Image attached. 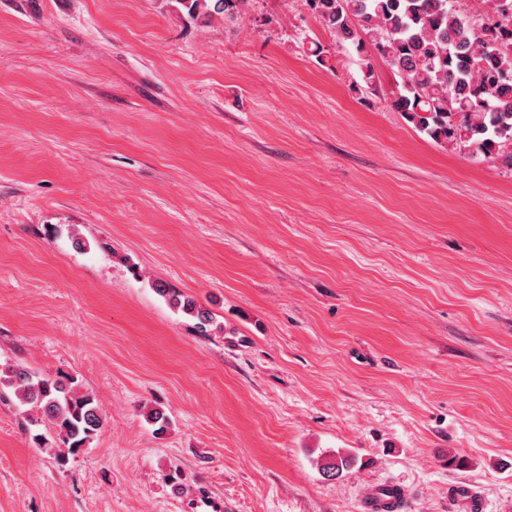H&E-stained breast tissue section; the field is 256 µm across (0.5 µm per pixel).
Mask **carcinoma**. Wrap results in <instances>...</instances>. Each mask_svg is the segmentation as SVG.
I'll use <instances>...</instances> for the list:
<instances>
[{
	"mask_svg": "<svg viewBox=\"0 0 512 512\" xmlns=\"http://www.w3.org/2000/svg\"><path fill=\"white\" fill-rule=\"evenodd\" d=\"M249 0H177L194 19L245 13ZM487 15L460 13L453 0H304L340 44L368 56L366 44L397 78L393 103L415 126L472 158H495L512 167V0H485ZM155 292L205 332L211 312L165 284ZM8 389L18 405L40 413L50 435L33 442L61 461L85 447L103 429L96 396L61 372L41 374L21 364L0 367V399ZM355 457L336 453L321 465L333 478Z\"/></svg>",
	"mask_w": 512,
	"mask_h": 512,
	"instance_id": "1",
	"label": "carcinoma"
}]
</instances>
